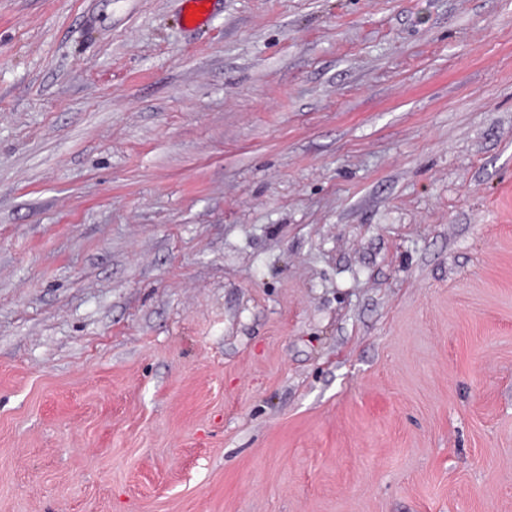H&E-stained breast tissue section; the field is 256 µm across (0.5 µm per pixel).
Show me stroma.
I'll use <instances>...</instances> for the list:
<instances>
[{
	"instance_id": "1",
	"label": "stroma",
	"mask_w": 512,
	"mask_h": 512,
	"mask_svg": "<svg viewBox=\"0 0 512 512\" xmlns=\"http://www.w3.org/2000/svg\"><path fill=\"white\" fill-rule=\"evenodd\" d=\"M0 0V512H512V0ZM214 0H182V21L187 27H199L207 23L212 15ZM205 6V10H200Z\"/></svg>"
}]
</instances>
